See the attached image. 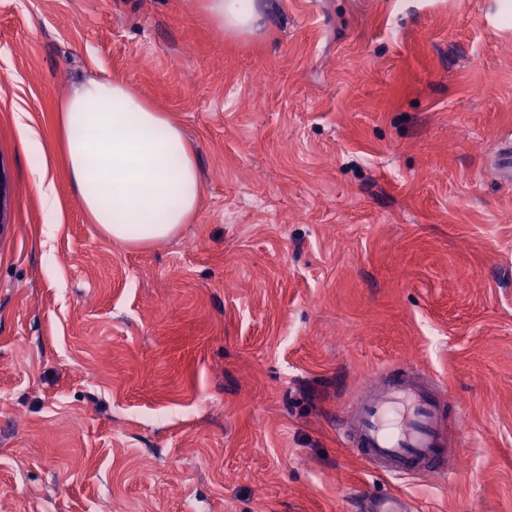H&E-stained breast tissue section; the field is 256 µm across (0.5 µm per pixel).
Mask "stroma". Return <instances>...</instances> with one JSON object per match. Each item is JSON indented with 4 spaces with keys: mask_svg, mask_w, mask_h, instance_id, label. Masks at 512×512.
<instances>
[{
    "mask_svg": "<svg viewBox=\"0 0 512 512\" xmlns=\"http://www.w3.org/2000/svg\"><path fill=\"white\" fill-rule=\"evenodd\" d=\"M256 3L230 38L201 0H0V512H512V0ZM98 78L198 162L147 248L91 224L57 137ZM401 363L466 420L452 486L336 440ZM491 174L496 180L512 185L511 136H505L500 139L495 154V160L491 167ZM35 186L44 199L47 211L53 214L56 209V198L52 182L48 179L44 167L36 165L32 168ZM365 512H412V505L401 497L377 498L370 495L362 496Z\"/></svg>",
    "mask_w": 512,
    "mask_h": 512,
    "instance_id": "stroma-1",
    "label": "stroma"
}]
</instances>
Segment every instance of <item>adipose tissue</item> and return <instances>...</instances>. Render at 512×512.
Returning a JSON list of instances; mask_svg holds the SVG:
<instances>
[{"instance_id": "ef3b65f1", "label": "adipose tissue", "mask_w": 512, "mask_h": 512, "mask_svg": "<svg viewBox=\"0 0 512 512\" xmlns=\"http://www.w3.org/2000/svg\"><path fill=\"white\" fill-rule=\"evenodd\" d=\"M225 35L260 28L255 0H203ZM78 200L108 238L131 248L167 240L190 222L202 187L178 124L118 80L91 79L60 106Z\"/></svg>"}]
</instances>
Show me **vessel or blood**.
I'll return each instance as SVG.
<instances>
[{
  "label": "vessel or blood",
  "mask_w": 512,
  "mask_h": 512,
  "mask_svg": "<svg viewBox=\"0 0 512 512\" xmlns=\"http://www.w3.org/2000/svg\"><path fill=\"white\" fill-rule=\"evenodd\" d=\"M492 176L512 185V138L498 143ZM447 387L420 369L395 365L365 382L352 420L338 419L336 431L369 467L394 479H412L434 473L452 480L453 443L448 438ZM364 512H412L401 497L362 498Z\"/></svg>",
  "instance_id": "obj_1"
}]
</instances>
